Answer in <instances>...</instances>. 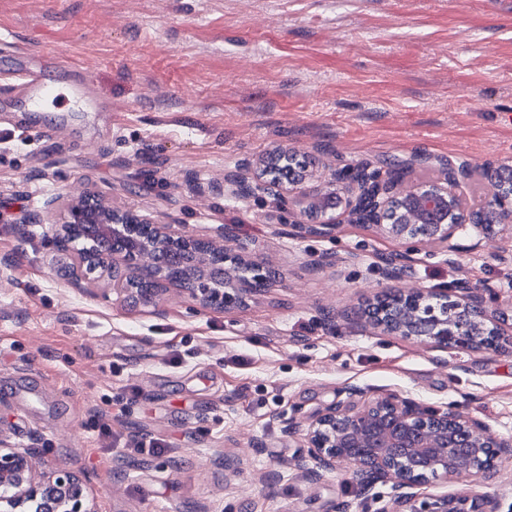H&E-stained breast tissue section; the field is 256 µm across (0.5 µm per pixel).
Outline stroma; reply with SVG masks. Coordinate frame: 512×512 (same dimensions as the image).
<instances>
[{
	"label": "stroma",
	"mask_w": 512,
	"mask_h": 512,
	"mask_svg": "<svg viewBox=\"0 0 512 512\" xmlns=\"http://www.w3.org/2000/svg\"><path fill=\"white\" fill-rule=\"evenodd\" d=\"M41 69L56 99L32 141L3 76ZM111 118H104V110ZM284 145L317 165L411 162V180L464 161L512 165V0H0V426L72 467L97 512H360L340 470L310 482L289 423L356 385L457 404L512 435V349L433 350L349 319L389 282L398 246L367 225L296 238L270 198L202 195L242 158ZM107 194L199 236L232 227L276 280L246 306L163 315L75 294L53 245L17 251L18 222L54 194ZM357 261H348V254ZM325 254L339 263L317 267ZM413 284L469 281L512 304V264L425 246ZM163 439L161 454L110 447Z\"/></svg>",
	"instance_id": "1"
}]
</instances>
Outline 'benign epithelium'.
<instances>
[{"label":"benign epithelium","mask_w":512,"mask_h":512,"mask_svg":"<svg viewBox=\"0 0 512 512\" xmlns=\"http://www.w3.org/2000/svg\"><path fill=\"white\" fill-rule=\"evenodd\" d=\"M391 167L345 166L329 173L276 146L256 160H245L224 183L197 187L199 193L246 200L266 193L281 204L280 223L301 238H330L343 224H369L401 245L384 258L385 280L411 279V254L421 244L440 245L453 256L459 240L469 252L512 232V165L488 163L481 176L488 193L470 204L459 191L465 164L444 163L441 176L419 183L393 179ZM50 196L43 204L55 215L42 224V236L65 252L93 228L88 244L71 255L70 285L81 294L102 286L115 302H135L159 311L170 289L186 293L205 308L239 307L265 289L270 270L255 264L246 243L232 229L217 228L198 238L176 229L177 220L157 223L121 208L94 192L72 196L63 205ZM478 284L444 288L406 287L370 300L358 318L382 333L414 339L432 348L498 351L512 335V313L489 306ZM345 397L288 429L302 436L308 456L297 460L312 482L350 468L365 494L361 512H371L377 484L388 487L380 512H500L490 494L461 490L429 496L419 488L433 479L468 483L497 470L512 456V437L491 431L483 421L424 404L396 393L367 394L346 386ZM0 512H96L85 480L66 468L39 472L30 448H17L0 436Z\"/></svg>","instance_id":"benign-epithelium-1"}]
</instances>
